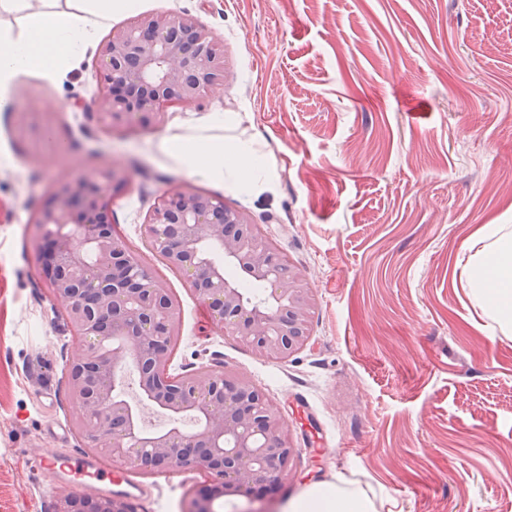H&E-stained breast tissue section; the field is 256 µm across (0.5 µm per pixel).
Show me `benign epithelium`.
I'll return each instance as SVG.
<instances>
[{
  "mask_svg": "<svg viewBox=\"0 0 512 512\" xmlns=\"http://www.w3.org/2000/svg\"><path fill=\"white\" fill-rule=\"evenodd\" d=\"M99 122L131 130L159 121L171 104H192L225 87L223 45L193 17L167 12L112 31L99 48ZM117 170L63 177L30 226L40 275L64 310L80 351L68 369L76 432L88 447L151 471L198 468L211 481L186 512H214L229 497L258 498L293 466V446L278 407L248 380L204 372L173 378L179 336L175 303L160 280L112 232L106 214ZM151 249L180 270L224 330L269 358L289 357L309 336L314 295L302 269L287 260L250 215L191 188L160 199L144 224ZM239 267L267 286L262 301L245 298L226 278ZM138 368L139 403L169 418L146 431L138 403L121 394L126 370ZM191 416L199 430L181 420ZM54 512H131L115 498L57 496Z\"/></svg>",
  "mask_w": 512,
  "mask_h": 512,
  "instance_id": "obj_1",
  "label": "benign epithelium"
}]
</instances>
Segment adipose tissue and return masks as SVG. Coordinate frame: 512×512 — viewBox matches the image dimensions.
Masks as SVG:
<instances>
[{"label": "adipose tissue", "instance_id": "obj_1", "mask_svg": "<svg viewBox=\"0 0 512 512\" xmlns=\"http://www.w3.org/2000/svg\"><path fill=\"white\" fill-rule=\"evenodd\" d=\"M28 11L30 21L21 34L0 31V98L18 94L17 79L38 70L53 81L59 66L92 39L86 18L40 10L34 0H0V10ZM164 150L190 175L223 182L237 192H261L272 180L261 144L248 137H175ZM463 274L471 298L503 333L512 332V228L487 224L476 240ZM290 512H378L365 490L345 484L318 485L296 497Z\"/></svg>", "mask_w": 512, "mask_h": 512}]
</instances>
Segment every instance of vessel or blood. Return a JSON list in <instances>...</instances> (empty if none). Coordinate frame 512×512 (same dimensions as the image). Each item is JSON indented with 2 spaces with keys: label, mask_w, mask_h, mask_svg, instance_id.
Here are the masks:
<instances>
[{
  "label": "vessel or blood",
  "mask_w": 512,
  "mask_h": 512,
  "mask_svg": "<svg viewBox=\"0 0 512 512\" xmlns=\"http://www.w3.org/2000/svg\"><path fill=\"white\" fill-rule=\"evenodd\" d=\"M25 454L35 466L53 474L56 481L69 482L79 490L111 494L130 500L143 498L141 484L122 465L101 459L85 450L29 448Z\"/></svg>",
  "instance_id": "1"
}]
</instances>
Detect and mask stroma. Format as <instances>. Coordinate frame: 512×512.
I'll return each mask as SVG.
<instances>
[{"instance_id":"stroma-1","label":"stroma","mask_w":512,"mask_h":512,"mask_svg":"<svg viewBox=\"0 0 512 512\" xmlns=\"http://www.w3.org/2000/svg\"><path fill=\"white\" fill-rule=\"evenodd\" d=\"M175 10L224 45V91L114 133L93 117L95 52L135 16ZM87 20V51L55 81L21 79L0 109V512H52L63 484L29 463L51 428L81 448L66 368L79 351L38 272L32 211L61 176L107 165L114 232L165 281L180 340L171 376L225 371L278 406L297 450L276 492L215 512H288L344 480L379 512H512V335L469 297L459 261L483 225H512V0H139ZM255 137L275 162L262 192L191 177L163 138ZM91 129L85 140L83 129ZM247 211L315 296L304 348L270 359L224 335L143 226L183 186ZM303 394L310 414L294 401ZM131 475L150 512H185L200 469Z\"/></svg>"}]
</instances>
